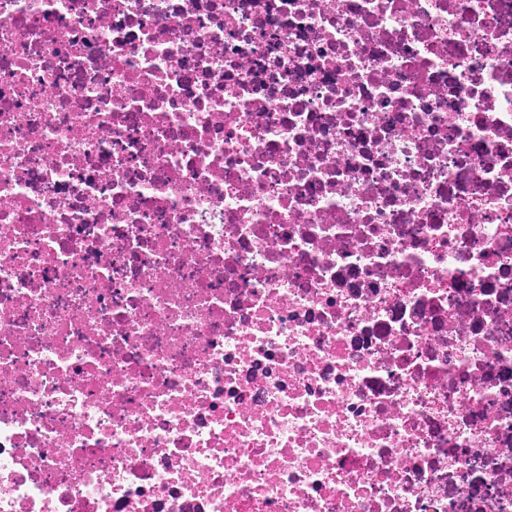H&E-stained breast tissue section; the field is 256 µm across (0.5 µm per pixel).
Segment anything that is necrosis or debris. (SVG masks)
<instances>
[{
    "mask_svg": "<svg viewBox=\"0 0 512 512\" xmlns=\"http://www.w3.org/2000/svg\"><path fill=\"white\" fill-rule=\"evenodd\" d=\"M0 512H512V0H0Z\"/></svg>",
    "mask_w": 512,
    "mask_h": 512,
    "instance_id": "obj_1",
    "label": "necrosis or debris"
}]
</instances>
